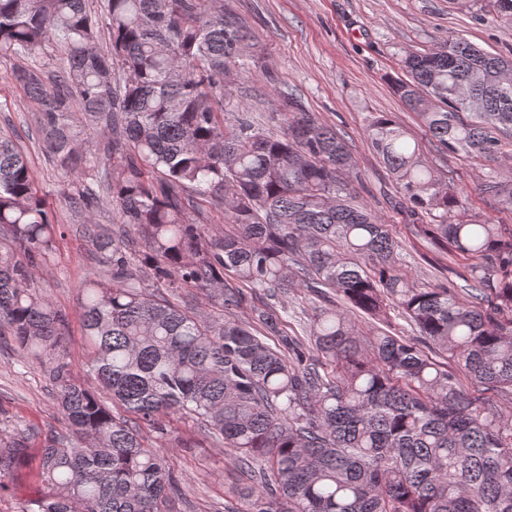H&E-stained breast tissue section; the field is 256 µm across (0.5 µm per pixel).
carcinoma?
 I'll return each mask as SVG.
<instances>
[{
    "label": "carcinoma",
    "instance_id": "1",
    "mask_svg": "<svg viewBox=\"0 0 512 512\" xmlns=\"http://www.w3.org/2000/svg\"><path fill=\"white\" fill-rule=\"evenodd\" d=\"M450 3H486L512 22V0ZM103 33L108 54L96 47ZM249 40L224 0H0V54L21 62L12 78L38 105L44 150L112 266L109 279L85 277L80 303L86 372L108 406L71 377L66 317L37 277L57 226L28 161L0 138V335L45 369L67 429L0 434V489L35 446L41 485L21 512H170L174 473L142 431L162 438L163 418L184 414L252 479L237 512H512V421L499 406L512 395V233L467 213L403 127L371 114L367 141L417 235L471 261L459 293L414 283L391 225L344 181L350 153L335 129L285 93L277 133L243 104L224 112L227 82L256 77ZM49 47L52 76L31 65ZM403 70L393 89L438 147L501 157L512 59L451 34L407 53ZM85 127L94 152L79 141ZM481 187L512 211V176L490 173ZM200 197L229 229L208 227ZM102 202L122 233L93 223ZM228 272L280 307L244 324L167 298L191 286L230 311ZM295 288L344 303L316 308L313 358L267 341ZM392 310L416 337L366 336L348 315L387 324Z\"/></svg>",
    "mask_w": 512,
    "mask_h": 512
}]
</instances>
